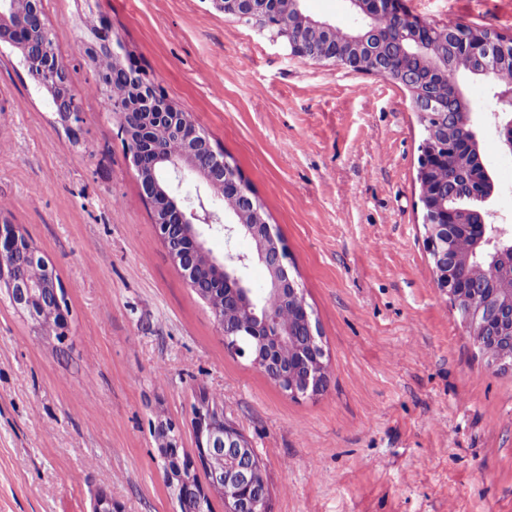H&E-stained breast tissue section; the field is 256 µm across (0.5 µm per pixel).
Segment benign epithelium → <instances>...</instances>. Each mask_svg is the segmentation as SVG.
Listing matches in <instances>:
<instances>
[{
  "label": "benign epithelium",
  "instance_id": "7a95c632",
  "mask_svg": "<svg viewBox=\"0 0 512 512\" xmlns=\"http://www.w3.org/2000/svg\"><path fill=\"white\" fill-rule=\"evenodd\" d=\"M224 15L245 20L269 31L286 44L290 54L305 62L336 65L381 76L403 85L424 127L420 172L421 199L426 213V241L437 287L454 300V310L475 342L494 366L507 365V356L486 347L485 339L508 331L512 349V232L486 222L478 209L462 208L469 199L484 202L482 192H448L432 173L448 163V152L479 156L471 110L461 89L448 80V42L462 43L474 75L496 77L501 66L512 65V39L473 29L448 33L414 19L404 0H348L359 20L349 31L345 46L334 49L336 25L314 20L300 8V0H212ZM380 14L406 18L399 32L380 29ZM0 41L18 48L31 75L50 93L57 112L71 125L83 122L70 84V71L57 54L47 27L42 0H0ZM99 80L110 91L109 107L120 117L124 136L154 221L168 254L190 285L215 306L214 319L224 335V346L248 355L252 365L275 381L292 397L316 394L325 385L327 370L318 330L295 279L282 263L284 247L267 223L261 207L239 170L214 149L210 137L192 115L168 100L144 75L124 66L112 53V69L99 71ZM497 99L501 117L499 142L512 153V82L499 84ZM464 107L463 137L454 139L448 129V102ZM195 178L206 191L228 188L217 194L224 213L214 210L202 197L186 203L178 189L185 176ZM468 214L479 217L472 226L482 251L466 255L452 252L454 225ZM221 224L228 243L224 259L205 248V233ZM248 237L256 246L252 255L229 246L237 237ZM485 264L491 271L483 291L487 304L473 308L461 303L450 288L451 266L459 260ZM257 261L269 273L267 288L256 293L243 270ZM0 288L12 305L25 312L33 324L56 322L58 334L66 335L67 311L64 290L48 263L37 254L15 224L0 217ZM278 297L291 305L292 321L284 326L268 300ZM197 437L195 456L180 453L179 438L171 423L158 424L162 444L158 452L176 466V497L202 504L213 493L224 499V512H267L268 488L260 462L248 441L219 413L206 404L193 412ZM208 470V483L194 480V470Z\"/></svg>",
  "mask_w": 512,
  "mask_h": 512
}]
</instances>
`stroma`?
<instances>
[{
	"label": "stroma",
	"instance_id": "obj_1",
	"mask_svg": "<svg viewBox=\"0 0 512 512\" xmlns=\"http://www.w3.org/2000/svg\"><path fill=\"white\" fill-rule=\"evenodd\" d=\"M413 16L512 38V0H406ZM82 112L69 130L0 43V216L64 289L67 335L0 294V512H180L159 421L194 454L200 395L254 449L267 512H512V368L488 366L437 288L405 88L304 62L211 0H44ZM108 44L190 112L253 189L324 349L294 398L228 352L163 246L88 48ZM484 207L512 227V153L492 78L458 73ZM25 111H15L16 103Z\"/></svg>",
	"mask_w": 512,
	"mask_h": 512
}]
</instances>
